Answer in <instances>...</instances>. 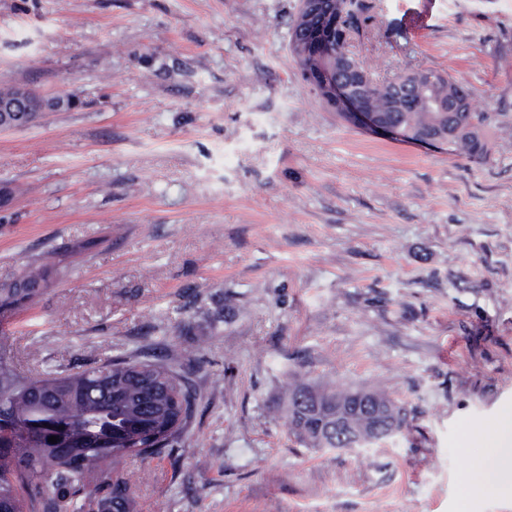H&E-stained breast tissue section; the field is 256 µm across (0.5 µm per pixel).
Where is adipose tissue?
<instances>
[{
  "label": "adipose tissue",
  "mask_w": 512,
  "mask_h": 512,
  "mask_svg": "<svg viewBox=\"0 0 512 512\" xmlns=\"http://www.w3.org/2000/svg\"><path fill=\"white\" fill-rule=\"evenodd\" d=\"M494 448L493 460L466 459L459 483L461 502H469L481 489L512 486V413L500 420L494 437Z\"/></svg>",
  "instance_id": "ef3b65f1"
}]
</instances>
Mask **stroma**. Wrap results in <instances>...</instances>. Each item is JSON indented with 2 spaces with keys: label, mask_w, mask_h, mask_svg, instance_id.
I'll list each match as a JSON object with an SVG mask.
<instances>
[{
  "label": "stroma",
  "mask_w": 512,
  "mask_h": 512,
  "mask_svg": "<svg viewBox=\"0 0 512 512\" xmlns=\"http://www.w3.org/2000/svg\"><path fill=\"white\" fill-rule=\"evenodd\" d=\"M350 50L442 70L512 127V0H370ZM298 0H0V84L54 101L0 131V313L25 363L172 362L195 394L130 461L136 512H512L461 505L464 432L512 412V139L487 159L348 123L289 48ZM291 369L384 381L410 425L366 460L301 447ZM58 253L52 252L46 264L31 265L17 279L0 285V310L12 309L20 304H37L44 291L47 265L55 262Z\"/></svg>",
  "instance_id": "stroma-1"
}]
</instances>
